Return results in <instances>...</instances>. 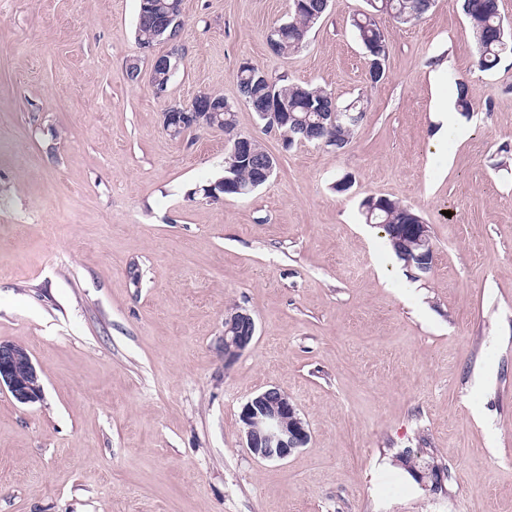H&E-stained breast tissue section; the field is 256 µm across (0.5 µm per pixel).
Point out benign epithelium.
I'll return each mask as SVG.
<instances>
[{
	"instance_id": "benign-epithelium-1",
	"label": "benign epithelium",
	"mask_w": 512,
	"mask_h": 512,
	"mask_svg": "<svg viewBox=\"0 0 512 512\" xmlns=\"http://www.w3.org/2000/svg\"><path fill=\"white\" fill-rule=\"evenodd\" d=\"M143 13L154 19L155 27L168 31L164 43L168 50L151 58L150 84L154 95L166 101L163 124L171 137L179 138L185 129H205L198 113L207 112L212 117L224 111V103L205 93L196 95L190 102L169 100L167 82L158 73L173 75L184 55L180 34L184 25L183 14L162 10L158 5L143 0ZM256 108L266 118L265 128L278 130L285 109L274 95L264 97ZM359 112H325L324 128L335 131L346 122H356ZM227 141L232 146L231 157L241 164L256 165L257 181L263 182L274 173L273 156L258 138L243 135L233 128L224 129ZM392 239L403 245L427 247L430 239L428 224H391L388 227ZM255 322L249 313L238 308L230 310L224 317V364L236 361L251 345L255 335ZM7 387L12 397L20 404L35 403L43 397V386L39 371L31 357L12 343L0 342V388ZM239 420L245 436L246 448L262 460H283L295 450L304 447L310 432L300 417L298 409L286 393L271 387L250 400L241 408Z\"/></svg>"
}]
</instances>
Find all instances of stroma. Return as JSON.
Here are the masks:
<instances>
[{"instance_id":"stroma-1","label":"stroma","mask_w":512,"mask_h":512,"mask_svg":"<svg viewBox=\"0 0 512 512\" xmlns=\"http://www.w3.org/2000/svg\"><path fill=\"white\" fill-rule=\"evenodd\" d=\"M366 8L330 0L280 57L266 33L292 0H183L169 98L223 95L277 159L250 195L205 202L225 136L166 132L139 0H0V342L43 385L30 404L0 389V512H512V54L480 70L456 0H435L411 24L379 15L373 84ZM244 62L365 97L350 143L263 131ZM459 81L466 133L437 153L433 108ZM369 196L429 224V271L365 222ZM234 306L257 332L228 366ZM274 386L310 441L262 461L239 413ZM368 17H374L375 21L381 32L382 29L377 21V15L371 11L363 12ZM352 26L355 29V32L362 43L365 52L369 54V51L372 55H369V59L374 58L376 56L375 50L379 51L382 56L387 57L388 55V44L386 36H383L378 28H373L375 25L370 23L367 18L362 14L358 13L352 18Z\"/></svg>"}]
</instances>
